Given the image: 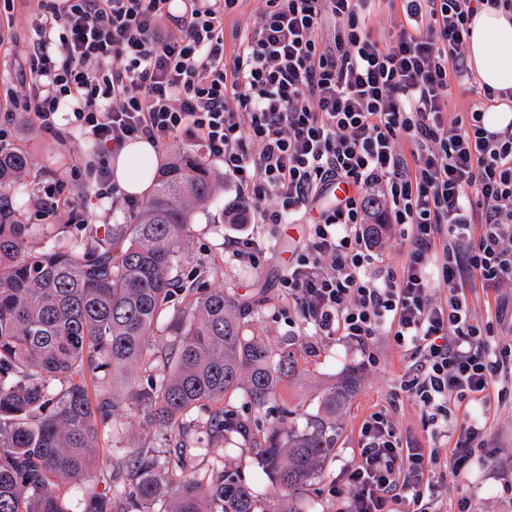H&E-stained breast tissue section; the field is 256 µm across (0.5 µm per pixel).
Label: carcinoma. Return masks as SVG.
I'll return each instance as SVG.
<instances>
[{"label":"carcinoma","instance_id":"1","mask_svg":"<svg viewBox=\"0 0 512 512\" xmlns=\"http://www.w3.org/2000/svg\"><path fill=\"white\" fill-rule=\"evenodd\" d=\"M29 167L26 152L0 149V512H70L56 486L92 469L105 428L131 407L165 447L112 456L108 487L87 489L81 512H261L239 470L197 463L196 451L235 434L250 437L278 490L300 496L330 455L359 377L336 379L322 414L303 425L255 434L225 419L224 398L237 390L263 414L299 362L243 333L229 290L200 293L183 278L192 213L212 199L205 160L182 152L160 169L135 223L39 251L40 229L14 207ZM178 294L184 306L174 308ZM162 322L169 338L158 341ZM88 375L112 396L92 401Z\"/></svg>","mask_w":512,"mask_h":512}]
</instances>
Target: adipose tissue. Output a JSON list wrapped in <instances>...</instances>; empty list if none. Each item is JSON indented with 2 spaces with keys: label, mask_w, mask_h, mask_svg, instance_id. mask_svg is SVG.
I'll return each mask as SVG.
<instances>
[{
  "label": "adipose tissue",
  "mask_w": 512,
  "mask_h": 512,
  "mask_svg": "<svg viewBox=\"0 0 512 512\" xmlns=\"http://www.w3.org/2000/svg\"><path fill=\"white\" fill-rule=\"evenodd\" d=\"M467 59L480 83L512 89V16L485 7L472 19ZM114 180L130 196L145 193L155 171V148L147 140L128 143L111 161Z\"/></svg>",
  "instance_id": "1"
}]
</instances>
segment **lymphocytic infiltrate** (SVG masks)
Returning a JSON list of instances; mask_svg holds the SVG:
<instances>
[{
    "instance_id": "obj_1",
    "label": "lymphocytic infiltrate",
    "mask_w": 512,
    "mask_h": 512,
    "mask_svg": "<svg viewBox=\"0 0 512 512\" xmlns=\"http://www.w3.org/2000/svg\"><path fill=\"white\" fill-rule=\"evenodd\" d=\"M400 2L404 23L384 45L367 31L373 0H264L229 33L240 0H39L29 91L0 116L24 112L52 134L67 114L99 150L73 174L104 198L119 193L112 153L189 131L223 163L242 220L287 224L319 205L285 295L316 335L364 349L391 337L425 426L455 440L443 454L403 439L392 404L380 406L328 489L336 512H447L433 475H459L486 438L485 423L458 409L490 407L512 375V304L479 318L466 294L512 284V123L484 125L503 91L481 86L467 112L449 111L446 96L450 80L471 75L463 47L474 13H512V0ZM339 181L352 195L320 204ZM379 211L408 242L392 263L369 231Z\"/></svg>"
}]
</instances>
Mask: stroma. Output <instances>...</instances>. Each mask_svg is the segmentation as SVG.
<instances>
[{
    "label": "stroma",
    "instance_id": "stroma-1",
    "mask_svg": "<svg viewBox=\"0 0 512 512\" xmlns=\"http://www.w3.org/2000/svg\"><path fill=\"white\" fill-rule=\"evenodd\" d=\"M36 13L35 0H14L13 9L0 14V27L9 29L12 35L11 43L0 45L2 108L10 107L11 96L22 95L28 89V53L39 38ZM4 145L23 149L30 158L24 179L26 193L17 202L23 223L43 225L46 234L65 241L81 236L80 225L68 223L66 213L44 217L35 206L42 187L60 181L66 184L68 198L90 217L95 228L134 221V212L123 200L100 197L92 183L72 177L74 164L93 162L97 154L90 141L74 138L68 128L47 134L18 119L9 128ZM209 168L215 192L211 203L194 213L187 270L196 274L199 288L230 287L245 314L246 334L257 333L273 346L295 350L304 366L302 373L282 384L276 399L270 402L267 422L279 426L304 422L318 414L323 389L337 377L352 369L360 375L358 390L336 428L334 449L320 476L296 503L298 512H336L328 488L355 458L360 423L375 406L395 401L396 426L423 447L442 449L446 442L423 429L422 408L403 389L406 366L389 337H375L365 353L345 337L318 336L301 324L280 285L285 271L281 258L291 252L287 227L228 223L224 213L235 204L236 188L225 177L221 163L210 162ZM234 237L258 242L257 263L229 258L226 244ZM484 420L487 438L484 447L476 451L477 463L457 477L445 478L438 491L452 506L460 498H467L470 512H512V400L492 406ZM233 446L224 457L226 464L237 468L253 487L268 491V506L281 504L282 497L274 492L265 470L250 451L248 438L237 437Z\"/></svg>",
    "mask_w": 512,
    "mask_h": 512
}]
</instances>
